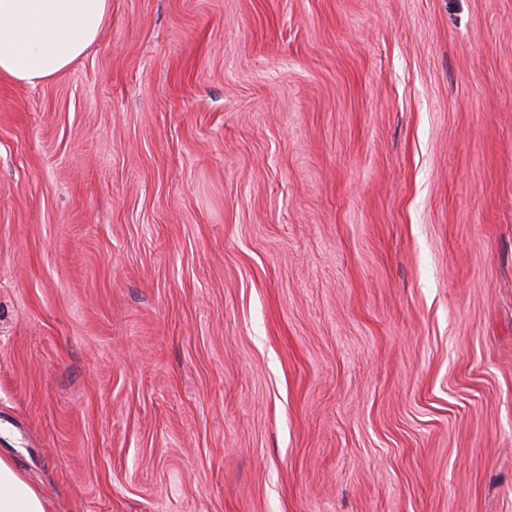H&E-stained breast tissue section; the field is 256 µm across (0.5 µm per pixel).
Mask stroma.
Wrapping results in <instances>:
<instances>
[{
	"instance_id": "1",
	"label": "stroma",
	"mask_w": 512,
	"mask_h": 512,
	"mask_svg": "<svg viewBox=\"0 0 512 512\" xmlns=\"http://www.w3.org/2000/svg\"><path fill=\"white\" fill-rule=\"evenodd\" d=\"M0 456L54 512H512V0H112L0 79Z\"/></svg>"
}]
</instances>
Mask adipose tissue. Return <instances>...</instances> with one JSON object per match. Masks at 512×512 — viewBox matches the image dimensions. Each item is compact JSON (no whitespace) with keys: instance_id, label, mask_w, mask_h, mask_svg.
<instances>
[{"instance_id":"obj_1","label":"adipose tissue","mask_w":512,"mask_h":512,"mask_svg":"<svg viewBox=\"0 0 512 512\" xmlns=\"http://www.w3.org/2000/svg\"><path fill=\"white\" fill-rule=\"evenodd\" d=\"M111 10L112 0H0V77L34 85L66 71L96 43ZM0 512H52L5 457Z\"/></svg>"}]
</instances>
